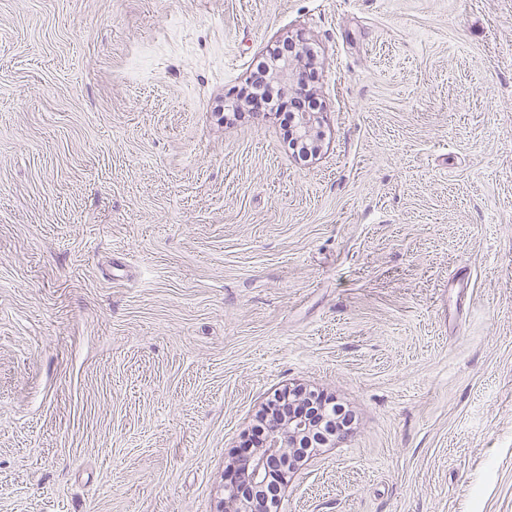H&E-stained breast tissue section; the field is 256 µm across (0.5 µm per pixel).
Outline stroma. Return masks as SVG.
I'll use <instances>...</instances> for the list:
<instances>
[{
	"label": "stroma",
	"mask_w": 512,
	"mask_h": 512,
	"mask_svg": "<svg viewBox=\"0 0 512 512\" xmlns=\"http://www.w3.org/2000/svg\"><path fill=\"white\" fill-rule=\"evenodd\" d=\"M295 386L277 512H512V0H0V512H220ZM280 54L273 53L268 59L261 63L257 68L256 78L248 86L244 95V104L246 106L263 104L274 108L282 96L281 88L274 80H266V74L273 76L277 67ZM281 71L289 80L293 93L297 96H303L308 91V79L306 72L290 56L282 59Z\"/></svg>",
	"instance_id": "1"
}]
</instances>
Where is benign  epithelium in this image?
<instances>
[{
	"label": "benign epithelium",
	"mask_w": 512,
	"mask_h": 512,
	"mask_svg": "<svg viewBox=\"0 0 512 512\" xmlns=\"http://www.w3.org/2000/svg\"><path fill=\"white\" fill-rule=\"evenodd\" d=\"M281 71L295 95L307 93V74L293 58L282 59ZM265 411L276 419V426L261 447L238 457L224 473V512H270L269 492L281 490L294 473V449L301 440H311L318 433L319 425L312 411L295 412L277 399L271 400Z\"/></svg>",
	"instance_id": "benign-epithelium-1"
}]
</instances>
